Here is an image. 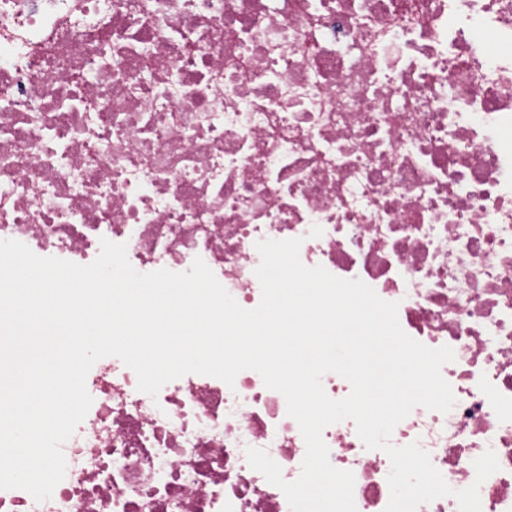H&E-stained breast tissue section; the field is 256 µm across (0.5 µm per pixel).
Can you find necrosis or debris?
I'll use <instances>...</instances> for the list:
<instances>
[{"mask_svg": "<svg viewBox=\"0 0 512 512\" xmlns=\"http://www.w3.org/2000/svg\"><path fill=\"white\" fill-rule=\"evenodd\" d=\"M298 237L453 349L454 407L391 442L512 512V0H0V239L86 265L105 238L141 273L199 257L252 309L257 242ZM86 388L64 479L0 512H290L246 450L291 482L306 446L257 372L153 398L105 357ZM323 438L357 512H385L387 454L350 420Z\"/></svg>", "mask_w": 512, "mask_h": 512, "instance_id": "4bbe7bcc", "label": "necrosis or debris"}]
</instances>
